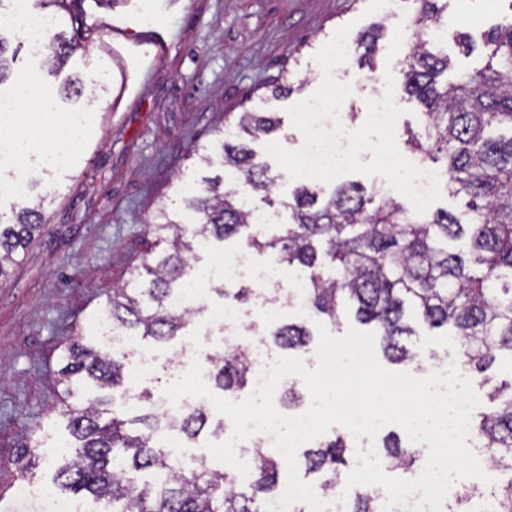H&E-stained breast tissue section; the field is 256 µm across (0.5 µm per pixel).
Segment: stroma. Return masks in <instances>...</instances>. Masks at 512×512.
I'll return each mask as SVG.
<instances>
[{"mask_svg": "<svg viewBox=\"0 0 512 512\" xmlns=\"http://www.w3.org/2000/svg\"><path fill=\"white\" fill-rule=\"evenodd\" d=\"M112 2L71 0L64 10L43 9V16L66 32L79 34V50L57 76L48 74L46 57L26 50L14 25L0 22V34L17 51L12 78L0 84V95L11 93L14 78L29 77L37 90L52 96L57 111H83L91 128L72 162L47 170L32 155L20 164V175L41 182L46 224L0 281V512H45L40 498H20L18 488L51 485L66 458L62 444L70 439L65 408L96 393L89 383L71 394L60 384L65 339L76 333L85 344L103 347L88 324L113 289L129 280L130 267L148 259L156 204L181 207L185 192L222 173L218 163L191 165L193 150L212 141L211 130L225 113L256 108L280 120L275 141L299 149L304 136L287 109L319 88L323 71L314 56L345 25L348 58L338 66L337 79L352 87L342 105L347 127L360 128L367 100L384 95L387 79L403 81L409 44H402L395 58L387 52L397 25L408 23L415 10L413 0H170L163 12L159 0H140L143 22L163 26L171 48L151 62L135 92L116 107L111 58L101 41L76 29L89 8L111 22L117 15ZM446 15L443 44L455 75L487 62L489 51L479 37L512 17V0H447ZM380 21L386 29L370 71L357 62L356 39ZM68 77L83 84L79 101L64 97ZM283 78L302 83V90L273 95ZM284 301L283 292L272 290L266 307L251 308L243 342L267 338L288 320L315 325L316 316L306 308L280 312ZM408 321L416 330L411 345L420 360L434 352L439 362L453 363L454 336L428 330L414 315ZM197 332L192 323L168 343L134 337L135 347L158 359L157 372L144 383L155 397L172 382L177 353ZM25 447L36 448L37 458L23 473L15 458Z\"/></svg>", "mask_w": 512, "mask_h": 512, "instance_id": "1", "label": "stroma"}]
</instances>
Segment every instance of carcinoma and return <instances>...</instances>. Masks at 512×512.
Wrapping results in <instances>:
<instances>
[{
    "mask_svg": "<svg viewBox=\"0 0 512 512\" xmlns=\"http://www.w3.org/2000/svg\"><path fill=\"white\" fill-rule=\"evenodd\" d=\"M411 52L403 70V92L424 109V130L406 131V145L422 163L445 160V186L461 199L463 222L440 210L432 215L394 199L376 201V192L359 183H343L326 192L303 183L294 188L288 223L277 235L261 240L246 235L248 247L269 250L289 269L305 274L302 295L315 313L329 322L339 320L341 303L355 306L359 323L378 337L388 361L422 367L411 347L415 330L407 311L419 315L429 329L446 328L456 336L460 364L479 374L488 370L497 354L512 356V21L486 33L491 47L488 64L460 75L456 82H440L448 72V52L434 31L447 26L440 0H415ZM385 29L379 22L360 35L361 66L373 67L378 41ZM50 69L64 67L78 49L77 40L63 31L49 38ZM236 139L224 138L215 128L214 147L233 177L219 175L185 199L195 215L184 228L165 207L157 208L152 233L156 244H166L156 261L134 268L138 287L114 288L101 313L128 336L168 342L181 335L193 312L173 313L167 302L183 283L185 256L199 242L224 241L250 228L253 212L244 207L239 185L268 195L275 178L267 164L242 139L269 137L279 121L269 112L240 113ZM38 183L28 184L26 195L12 205L13 222L0 224V279L8 276L15 255L24 250L46 223L44 199L32 196ZM455 242L463 243L456 250ZM216 292L239 304L251 299L252 289L219 287ZM275 345L304 350L312 332L303 323H284L272 333ZM66 364L61 369L68 388L88 379L104 394L81 408H70L74 457L56 472L54 483L62 494L87 493L112 512H266L267 500L281 489L282 460L252 444L251 480L241 487L232 469L214 470L199 459L194 467L178 469L156 447L153 436L161 428L195 440L208 421L203 405L186 409L178 419H167L147 393L139 395L137 414L116 412L101 421L103 407L114 391H127L126 357L108 349L95 350L75 335L66 339ZM214 377L232 395L247 388L249 366L245 347L227 349L210 357ZM487 408L473 413L470 429L475 443L486 451L491 467L509 472L508 480L491 490L475 486L455 498L449 512H473V500L487 501L494 512H512V378L485 393ZM140 425L130 432L128 426ZM352 438L339 434L304 450L306 471L321 474L319 489H345ZM386 469L412 470L419 460L410 442L383 438ZM130 470L144 471L149 481L138 486L127 478ZM350 512H384L380 492L373 488L349 491Z\"/></svg>",
    "mask_w": 512,
    "mask_h": 512,
    "instance_id": "1",
    "label": "carcinoma"
}]
</instances>
